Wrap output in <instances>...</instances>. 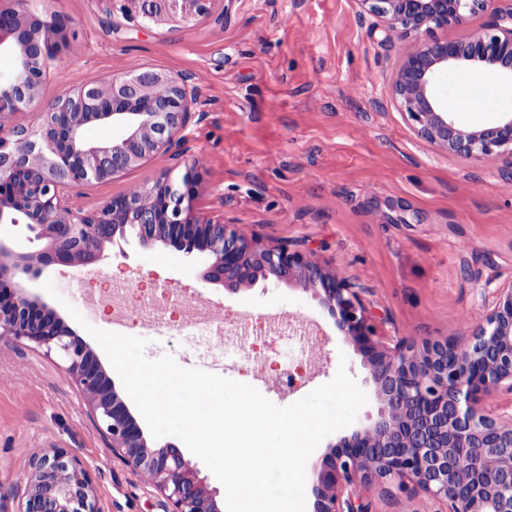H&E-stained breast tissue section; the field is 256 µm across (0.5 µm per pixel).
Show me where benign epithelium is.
<instances>
[{
    "instance_id": "7a95c632",
    "label": "benign epithelium",
    "mask_w": 512,
    "mask_h": 512,
    "mask_svg": "<svg viewBox=\"0 0 512 512\" xmlns=\"http://www.w3.org/2000/svg\"><path fill=\"white\" fill-rule=\"evenodd\" d=\"M122 12L152 23L184 24L208 0H119ZM379 18L385 37L410 39L389 99L415 135L466 160L502 157L512 179V114L491 125L464 127L437 99V78L449 69H481L512 81V6L501 0H358ZM0 11V52L16 53L12 75L0 81V336L54 354L86 398L111 441L112 453L165 499L164 512H222L216 492L173 443L148 441L116 392L98 355L29 291L53 265L96 267L107 246L134 239L190 253L207 252L200 273L210 285L236 292L273 279L310 292L370 368L380 403L375 419L322 458L312 480L314 512H369L359 488L395 487L441 501L446 512H512V412L486 399L512 395V284L497 289L483 322L459 339H385L377 335L359 289L310 254L286 243L247 237L233 224L194 213V180L158 179L93 211L74 189L112 180L180 144L191 119L184 84L154 72L85 82L62 94L34 129L13 124L30 111L44 60L66 40L57 17L43 21L28 0ZM488 14L491 21L464 38L446 32ZM123 133L99 143L82 136L90 123ZM44 246L16 250L7 229L19 224ZM17 512H100L81 460L62 448L31 457Z\"/></svg>"
}]
</instances>
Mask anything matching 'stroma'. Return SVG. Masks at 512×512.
Instances as JSON below:
<instances>
[{"mask_svg": "<svg viewBox=\"0 0 512 512\" xmlns=\"http://www.w3.org/2000/svg\"><path fill=\"white\" fill-rule=\"evenodd\" d=\"M39 17L67 22V41L46 60L33 111L17 121L36 126L43 110L88 77L154 71L185 79L192 118L181 155L111 181L78 187L93 210L162 176L181 179L196 163L195 213L233 224L246 236L287 242L309 253L361 290L378 332L421 340L469 333L512 284V182L502 158L463 160L417 138L386 99L406 42H386L378 20L357 0H210L189 25L126 17L117 0H31ZM482 92L487 109L463 102ZM436 94L462 126L492 124L512 113V83L495 74L451 70ZM207 254L159 244L125 245L88 278L57 266L45 278L55 287L33 291L76 336L84 324L111 330L112 320L85 308L90 290L121 282L131 295L149 290L167 319L179 299L203 301L231 328L252 310L245 347L229 379L256 385L284 370L305 375L302 394L330 381L340 358L366 392L356 419L375 417L378 400L369 368L334 319L299 286L261 282L237 292L204 283ZM79 309L76 322L71 309ZM303 317L321 328L319 363L309 370L300 348L259 332L265 314ZM125 334L148 339L145 355L203 365L204 347L161 335L131 316ZM300 393V394H301ZM62 448L89 469L102 512H163V498L112 453L109 439L62 362L43 350L0 338V482H25L30 458ZM371 512H436L424 494L360 490Z\"/></svg>", "mask_w": 512, "mask_h": 512, "instance_id": "1", "label": "stroma"}]
</instances>
